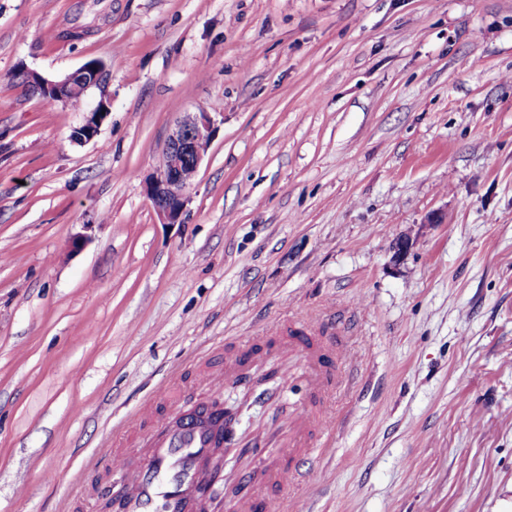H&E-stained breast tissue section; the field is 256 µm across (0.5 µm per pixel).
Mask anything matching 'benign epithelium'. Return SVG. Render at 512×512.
<instances>
[{"mask_svg": "<svg viewBox=\"0 0 512 512\" xmlns=\"http://www.w3.org/2000/svg\"><path fill=\"white\" fill-rule=\"evenodd\" d=\"M86 74L91 75L87 88L105 87L107 70L100 61L85 64L59 81L49 80L34 71H24L26 83H34L41 88L48 102L65 101V93L76 88L75 80ZM104 110L106 104L101 101L93 111L87 113L84 120L85 135L78 137V140L89 141L98 135L104 120ZM212 137V121L207 112L189 113L171 130L163 165L147 184V197L162 223H181L188 202L183 170L190 166L194 171H199Z\"/></svg>", "mask_w": 512, "mask_h": 512, "instance_id": "1", "label": "benign epithelium"}]
</instances>
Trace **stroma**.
I'll return each instance as SVG.
<instances>
[{
  "label": "stroma",
  "instance_id": "1",
  "mask_svg": "<svg viewBox=\"0 0 512 512\" xmlns=\"http://www.w3.org/2000/svg\"><path fill=\"white\" fill-rule=\"evenodd\" d=\"M92 59L78 108L11 79ZM291 318L349 384L279 512H512V0H0V512H67L174 372ZM212 137V121L206 112L188 113L171 130L163 165L147 184V197L162 223H182L181 217L188 202L183 170L186 168L184 178L188 182L193 180L192 168L198 176Z\"/></svg>",
  "mask_w": 512,
  "mask_h": 512
}]
</instances>
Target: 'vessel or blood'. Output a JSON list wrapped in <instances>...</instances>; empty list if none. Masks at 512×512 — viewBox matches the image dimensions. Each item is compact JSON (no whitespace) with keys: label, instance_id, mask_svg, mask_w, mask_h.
<instances>
[{"label":"vessel or blood","instance_id":"obj_1","mask_svg":"<svg viewBox=\"0 0 512 512\" xmlns=\"http://www.w3.org/2000/svg\"><path fill=\"white\" fill-rule=\"evenodd\" d=\"M344 354V336L322 345L293 320L275 335L225 344L223 362L202 367L194 385L209 388L217 398L231 386L246 391L251 406L272 408L258 429L246 415L224 420L211 414L191 425L180 422L179 383H167L136 414L152 426L140 434L144 460L120 480L118 512H186L191 500L203 497L212 512H269L275 494L307 479L301 457L310 452L313 439L336 431L334 399L344 384ZM259 365L275 370L273 391L252 389L248 373ZM292 390L298 396L288 411L276 413L279 394ZM227 482L240 491L233 506L205 497L204 487Z\"/></svg>","mask_w":512,"mask_h":512}]
</instances>
